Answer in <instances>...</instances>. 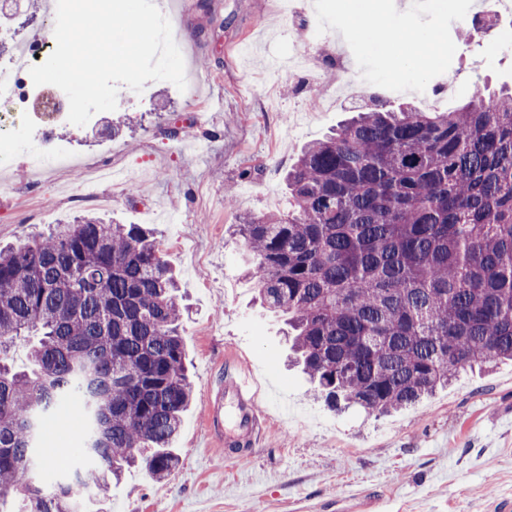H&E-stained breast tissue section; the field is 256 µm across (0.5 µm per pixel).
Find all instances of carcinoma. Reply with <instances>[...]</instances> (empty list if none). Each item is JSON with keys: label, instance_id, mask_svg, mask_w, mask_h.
I'll return each instance as SVG.
<instances>
[{"label": "carcinoma", "instance_id": "cac0c4a2", "mask_svg": "<svg viewBox=\"0 0 512 512\" xmlns=\"http://www.w3.org/2000/svg\"><path fill=\"white\" fill-rule=\"evenodd\" d=\"M291 209L234 225L267 308L336 408L385 415L466 368L512 359V91L461 107L377 106L308 144ZM173 270L139 224L77 217L0 249V500L77 512L73 483L30 480L42 429L77 402L74 483L141 464L159 478L192 396ZM34 336L31 368L4 360Z\"/></svg>", "mask_w": 512, "mask_h": 512}]
</instances>
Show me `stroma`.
<instances>
[{
	"label": "stroma",
	"mask_w": 512,
	"mask_h": 512,
	"mask_svg": "<svg viewBox=\"0 0 512 512\" xmlns=\"http://www.w3.org/2000/svg\"><path fill=\"white\" fill-rule=\"evenodd\" d=\"M160 11L181 35L188 91L148 81L118 98L102 127L56 130L76 163L62 175L36 174L19 158L0 165V246L30 239L83 213L154 229L180 282L187 365L194 395L174 450L175 473L126 471L97 495L103 512H498L512 500V361L467 371L419 405L384 416L353 406L328 408L287 362L283 324L255 302L251 260L233 233L243 213H284L283 175L303 148L367 100L336 82L337 61L378 75L377 100L449 111L484 85H512V11L472 39L445 32L430 51L417 89L395 83L408 50L347 27L354 4L413 35L442 30L449 14L484 21L489 0H208ZM324 32L307 45L310 22ZM450 74L449 85L438 84ZM192 133L168 139L171 122ZM131 168L138 182L112 191V203L72 201L89 184L88 159ZM236 194L234 206L224 200ZM243 364L258 381L265 416L230 455L225 428H209L205 409L228 370Z\"/></svg>",
	"instance_id": "1"
}]
</instances>
